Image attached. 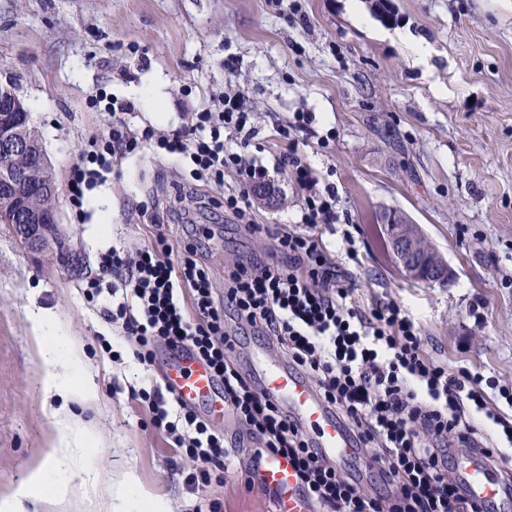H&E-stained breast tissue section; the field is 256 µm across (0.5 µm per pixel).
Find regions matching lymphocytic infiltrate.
I'll return each mask as SVG.
<instances>
[{
	"label": "lymphocytic infiltrate",
	"mask_w": 512,
	"mask_h": 512,
	"mask_svg": "<svg viewBox=\"0 0 512 512\" xmlns=\"http://www.w3.org/2000/svg\"><path fill=\"white\" fill-rule=\"evenodd\" d=\"M132 108L128 102L112 112L110 130L91 137L73 165L68 201L77 216H84L87 193L113 161L143 149L179 157L195 182L220 186L225 173H234L236 189L224 207L251 234L265 231L251 218L255 186L286 173L305 192L299 221L269 232L267 252L225 266L223 292L211 282L202 240L187 243L176 258L160 233L136 252L112 249L89 283L96 295L103 278H111L119 298L103 314L134 340L141 363L153 364L160 345L173 353L192 350L224 391V407L240 426L232 441L194 409L181 407L171 417L162 390L139 396L197 463L185 483L222 477L251 445L249 478L258 476L265 457H288L304 499L318 512H495L494 503L468 496L455 451L494 468L512 495V385L464 367L449 372L426 354L420 326L398 304L359 303L356 281L315 234L318 225L338 223L339 215L335 187L320 185L298 150L300 140L315 135L312 114H295L280 128L288 147L268 168L248 151L255 129L240 95L225 96L161 136L132 130L123 119ZM228 129L237 147L225 145ZM229 319L235 330L226 329ZM246 336L286 354L353 447L369 453L368 466L327 456L279 400L258 391L231 358Z\"/></svg>",
	"instance_id": "obj_1"
}]
</instances>
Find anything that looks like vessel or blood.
Here are the masks:
<instances>
[{"instance_id":"b4317fda","label":"vessel or blood","mask_w":512,"mask_h":512,"mask_svg":"<svg viewBox=\"0 0 512 512\" xmlns=\"http://www.w3.org/2000/svg\"><path fill=\"white\" fill-rule=\"evenodd\" d=\"M255 372L260 391L286 404L304 429L313 433L319 448L333 457L351 454L352 447L344 431L305 378L288 365L275 364L262 357L256 361ZM165 383L181 402L189 406L211 399L217 387L208 368L186 350L171 358ZM462 471L470 497L485 501L496 499L499 484L492 470L480 461L469 459ZM260 473L265 485L278 494L276 512H314L313 507L303 500L295 470L287 458H266Z\"/></svg>"}]
</instances>
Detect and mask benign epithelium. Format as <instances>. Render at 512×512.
Segmentation results:
<instances>
[{
	"instance_id": "7a95c632",
	"label": "benign epithelium",
	"mask_w": 512,
	"mask_h": 512,
	"mask_svg": "<svg viewBox=\"0 0 512 512\" xmlns=\"http://www.w3.org/2000/svg\"><path fill=\"white\" fill-rule=\"evenodd\" d=\"M57 184L47 154L30 124L19 96L0 89V224L10 226L29 249L44 252L57 242ZM387 241L406 276L425 283L445 284L453 269L426 242L417 224L389 221Z\"/></svg>"
}]
</instances>
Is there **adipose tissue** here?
I'll return each mask as SVG.
<instances>
[{"label":"adipose tissue","instance_id":"1","mask_svg":"<svg viewBox=\"0 0 512 512\" xmlns=\"http://www.w3.org/2000/svg\"><path fill=\"white\" fill-rule=\"evenodd\" d=\"M32 329L40 344V354L51 366L46 384L56 393L82 404H92L97 388L82 368L78 350L69 345L61 332L60 320L52 313L38 311L31 317ZM64 436L53 444L41 469L21 483L8 498L0 500V512H20L26 499L62 500L69 493L65 467L73 453L90 457L96 443L92 429L81 419L62 410H52ZM111 512H172L169 500L145 490L134 474H125L110 492Z\"/></svg>","mask_w":512,"mask_h":512}]
</instances>
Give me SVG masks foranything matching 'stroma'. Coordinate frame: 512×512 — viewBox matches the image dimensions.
Here are the masks:
<instances>
[{
  "instance_id": "1",
  "label": "stroma",
  "mask_w": 512,
  "mask_h": 512,
  "mask_svg": "<svg viewBox=\"0 0 512 512\" xmlns=\"http://www.w3.org/2000/svg\"><path fill=\"white\" fill-rule=\"evenodd\" d=\"M359 2L357 19L348 0H0V87L25 100L50 159L61 237L56 253L36 254L0 224V498L63 435L48 413L62 400L44 388L49 366L31 328L41 309L81 346L97 386L94 405L72 409L96 433L100 480L88 495L29 502L27 512H108L110 485L128 470L173 512H268L243 468L196 491L174 473L171 437L131 396L162 385L168 352L141 364L121 326L101 314L111 291L91 300L86 284L112 248L149 242L144 212L156 204L184 212L166 232L174 250L188 242L183 224L208 231L205 262L219 289L225 264L271 241L225 213L232 180L181 202L179 164L137 154L89 193V218L79 221L70 171L84 142L110 125L88 104L95 94L134 103L132 128L168 132L224 93H241L256 130L249 151L269 167L287 147L280 125L314 113L317 136L299 150L321 184L335 186L340 216L317 232L361 303L395 301L449 370L512 384V0ZM418 40L431 47L422 62ZM276 183L278 205L253 202L255 223L298 221L303 190L284 174ZM389 208L420 224L453 269L450 283H417L398 269L377 222Z\"/></svg>"
}]
</instances>
